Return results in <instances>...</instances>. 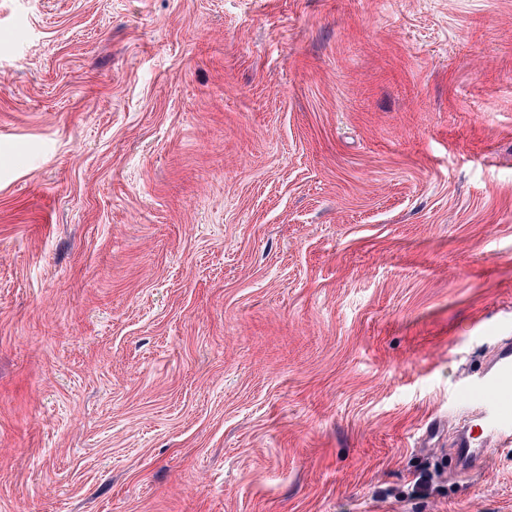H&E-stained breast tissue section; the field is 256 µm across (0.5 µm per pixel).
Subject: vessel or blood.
I'll use <instances>...</instances> for the list:
<instances>
[{
    "label": "vessel or blood",
    "mask_w": 512,
    "mask_h": 512,
    "mask_svg": "<svg viewBox=\"0 0 512 512\" xmlns=\"http://www.w3.org/2000/svg\"><path fill=\"white\" fill-rule=\"evenodd\" d=\"M457 394L468 415L452 451L466 468L483 466L487 448L512 446V340L501 341L480 373L464 377Z\"/></svg>",
    "instance_id": "1"
}]
</instances>
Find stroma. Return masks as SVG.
I'll return each instance as SVG.
<instances>
[{
    "label": "stroma",
    "instance_id": "1",
    "mask_svg": "<svg viewBox=\"0 0 512 512\" xmlns=\"http://www.w3.org/2000/svg\"><path fill=\"white\" fill-rule=\"evenodd\" d=\"M499 336L512 0H0V512H512ZM457 395L468 409L451 448L466 468L484 466L486 448L512 446V340L501 341L477 375L465 376Z\"/></svg>",
    "mask_w": 512,
    "mask_h": 512
}]
</instances>
